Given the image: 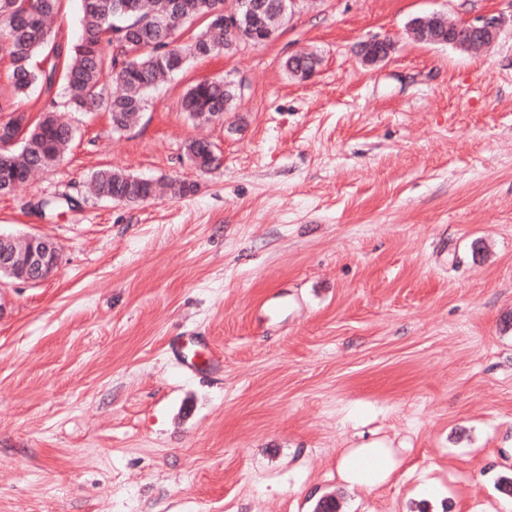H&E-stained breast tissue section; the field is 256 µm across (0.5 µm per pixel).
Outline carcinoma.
Listing matches in <instances>:
<instances>
[{
	"label": "carcinoma",
	"mask_w": 512,
	"mask_h": 512,
	"mask_svg": "<svg viewBox=\"0 0 512 512\" xmlns=\"http://www.w3.org/2000/svg\"><path fill=\"white\" fill-rule=\"evenodd\" d=\"M223 0H181L183 20L174 13V0H83V33L77 43L57 40L49 25L61 0H0V45L11 58L9 81L17 96H25L41 84L47 93L59 87L64 102L51 101V108L27 123L20 150H0V189L10 190L37 172L56 165L74 138L72 124L56 115L67 112L109 114L111 125L133 124L146 106V92L170 74L184 69L191 58L233 51L224 44V31L213 27L212 12ZM263 26L259 37L270 38L277 30L281 0H263ZM196 22L203 27L191 41L174 50L176 32ZM134 58L116 70L117 54ZM110 74L120 84L114 94L104 82ZM237 90L221 80H199L182 98V109L222 112L233 108ZM187 157L201 171L217 166L208 144L195 140L186 146ZM89 189L99 199L124 198L128 203L154 199L161 194L184 196L192 186L173 180L137 182L133 175L110 168L93 172Z\"/></svg>",
	"instance_id": "obj_1"
}]
</instances>
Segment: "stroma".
Returning a JSON list of instances; mask_svg holds the SVG:
<instances>
[{"mask_svg": "<svg viewBox=\"0 0 512 512\" xmlns=\"http://www.w3.org/2000/svg\"><path fill=\"white\" fill-rule=\"evenodd\" d=\"M434 14L502 26L478 53L415 41ZM370 39L393 45L375 66ZM10 66L0 120L44 110ZM202 78L242 88L223 124L181 110ZM70 119L64 159L0 196V234L60 253L42 284L0 279V512H512V0H297L132 129ZM106 167L192 190L89 196ZM369 445L392 467L360 487L342 460ZM362 48H365L363 51ZM378 49V50H377ZM392 44L387 40H367L360 45L358 55L367 64H377L385 61L391 52ZM367 50H370L367 52ZM186 154L190 162L201 171H209L217 166L218 158L212 155L208 144L204 141L190 142L186 146Z\"/></svg>", "mask_w": 512, "mask_h": 512, "instance_id": "obj_1", "label": "stroma"}]
</instances>
